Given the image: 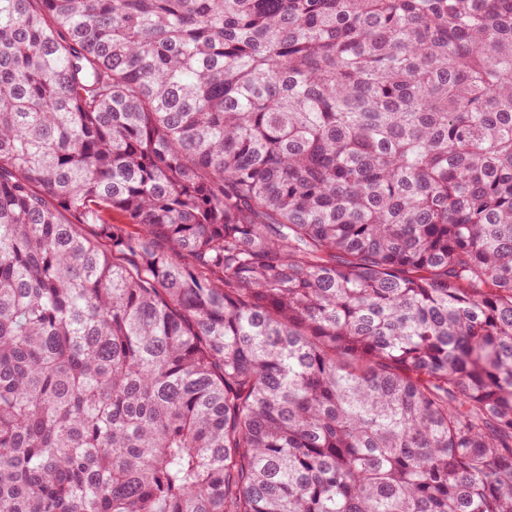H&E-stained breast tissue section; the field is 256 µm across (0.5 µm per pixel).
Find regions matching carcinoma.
<instances>
[{"label": "carcinoma", "instance_id": "obj_1", "mask_svg": "<svg viewBox=\"0 0 512 512\" xmlns=\"http://www.w3.org/2000/svg\"><path fill=\"white\" fill-rule=\"evenodd\" d=\"M0 512H512V0H0Z\"/></svg>", "mask_w": 512, "mask_h": 512}]
</instances>
